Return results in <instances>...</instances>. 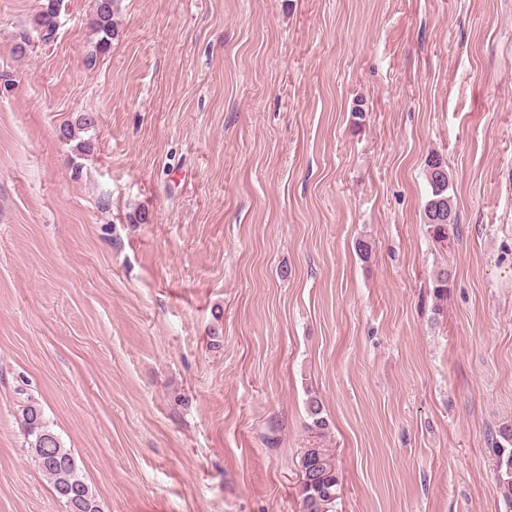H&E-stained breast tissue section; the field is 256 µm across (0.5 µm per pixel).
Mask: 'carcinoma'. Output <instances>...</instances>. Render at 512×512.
I'll return each instance as SVG.
<instances>
[{"label":"carcinoma","instance_id":"obj_1","mask_svg":"<svg viewBox=\"0 0 512 512\" xmlns=\"http://www.w3.org/2000/svg\"><path fill=\"white\" fill-rule=\"evenodd\" d=\"M115 0H96L90 20V29L95 35L94 50L85 65H96L98 56L106 54L116 31ZM56 0H48L46 7L33 15L29 26L14 37L13 53L18 58L27 57L36 44H48L58 29ZM96 119L86 113L75 124H66L61 135L77 141V150L86 154L92 150V138L84 139L80 133L95 129ZM426 178L430 194L424 204L423 220L431 238L438 242L448 240L457 224L453 199L448 195L449 174L440 156L433 154L427 162ZM23 430L28 453L38 468L48 478L57 498L66 512H101L95 494L79 474L71 449L64 447L46 419L41 405L28 399L22 409ZM489 453L498 472L502 498L512 506V426H504L491 436ZM300 464L304 473L300 485L301 512H335L338 497L339 477L334 459L322 448H309L303 453Z\"/></svg>","mask_w":512,"mask_h":512}]
</instances>
